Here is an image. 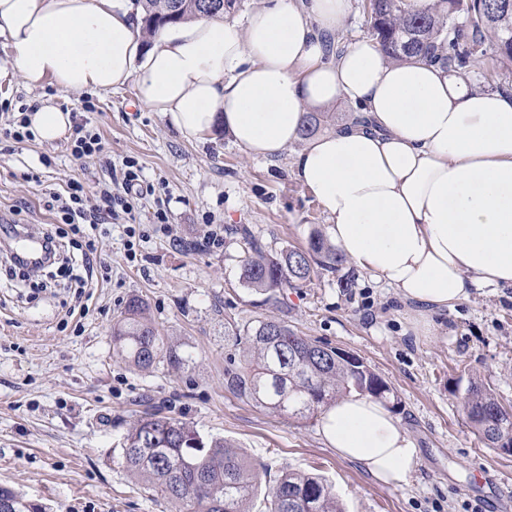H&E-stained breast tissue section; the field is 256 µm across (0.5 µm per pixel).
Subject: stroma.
Instances as JSON below:
<instances>
[{
	"label": "stroma",
	"mask_w": 512,
	"mask_h": 512,
	"mask_svg": "<svg viewBox=\"0 0 512 512\" xmlns=\"http://www.w3.org/2000/svg\"><path fill=\"white\" fill-rule=\"evenodd\" d=\"M13 58L0 42V127L20 105L44 101L87 118L104 151L77 160L63 138L13 144L0 153V213L38 234L55 221L50 195L73 179L92 187L109 181L133 160L145 182L168 186L171 228L154 224L151 195L138 202L140 237L128 238L121 224L102 225V270L84 298L71 268L21 279L0 251V486L39 512H172L123 463L125 437L149 397L165 415L234 443L264 481L287 469L323 477L344 512H512V497L497 494L512 454L480 440L460 402L477 378L512 404V296L473 290L432 312L428 333L416 305L347 261L265 298L240 280L246 248L236 228L248 227L273 252L306 248L312 231H328L327 215L293 175V150L264 159L221 130L184 138L130 88L31 89L13 74ZM45 155L51 165L42 164ZM214 233L221 246L210 245ZM134 296L147 302L159 336L192 352L188 367L141 373L116 354L112 324ZM228 317L287 318L385 379L395 393L388 405L418 450L410 485L380 484L339 459L318 418L277 416L225 389Z\"/></svg>",
	"instance_id": "obj_1"
}]
</instances>
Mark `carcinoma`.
Wrapping results in <instances>:
<instances>
[{
	"label": "carcinoma",
	"instance_id": "cac0c4a2",
	"mask_svg": "<svg viewBox=\"0 0 512 512\" xmlns=\"http://www.w3.org/2000/svg\"><path fill=\"white\" fill-rule=\"evenodd\" d=\"M141 7L145 36L161 26L197 16H220L235 6L203 9L207 0H135ZM370 16L373 37L388 60L438 62L466 78L474 58L487 47L504 65H512V0H433L414 10L409 0H375ZM241 266L243 284L267 297L310 280L313 266L334 269L346 256L322 234L310 235L304 251L267 252L246 238ZM148 305L130 298L112 326L117 353L139 371L159 365L188 366L193 355L159 336L147 318ZM224 387L268 412L298 419L319 416L336 399L357 393L389 398L391 389L363 360L350 361L326 344L300 335L288 320L264 318L239 325L224 320ZM461 404L481 439L512 440V408L503 406L483 381L469 383ZM152 453H140L142 443ZM127 469L174 506L191 512H253L263 494L262 512H343L332 485L305 473L284 472L260 492L259 474L238 449L222 438H206L189 424L148 406L127 435ZM13 501V512H37L13 489L0 486V499Z\"/></svg>",
	"mask_w": 512,
	"mask_h": 512
}]
</instances>
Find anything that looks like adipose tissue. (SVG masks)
<instances>
[{
    "instance_id": "1",
    "label": "adipose tissue",
    "mask_w": 512,
    "mask_h": 512,
    "mask_svg": "<svg viewBox=\"0 0 512 512\" xmlns=\"http://www.w3.org/2000/svg\"><path fill=\"white\" fill-rule=\"evenodd\" d=\"M349 11L350 0H267L244 26L196 18L145 41L117 0H0V38L28 87L129 85L184 137L221 128L252 157L286 150L307 112L349 103L363 123L314 138L294 160L339 250L425 313L474 288L512 289V93L387 61L367 37L330 54L326 37ZM27 118L47 142L71 128L49 104ZM319 433L377 481L410 484L417 449L381 402L336 400Z\"/></svg>"
}]
</instances>
